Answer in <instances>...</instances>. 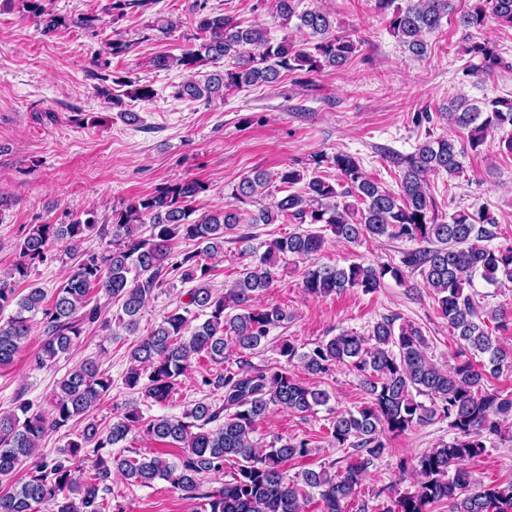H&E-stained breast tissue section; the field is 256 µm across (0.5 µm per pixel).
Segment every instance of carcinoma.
Here are the masks:
<instances>
[{"label": "carcinoma", "mask_w": 512, "mask_h": 512, "mask_svg": "<svg viewBox=\"0 0 512 512\" xmlns=\"http://www.w3.org/2000/svg\"><path fill=\"white\" fill-rule=\"evenodd\" d=\"M299 2L273 0L272 8L280 26L286 28L295 20L307 38L275 42L254 25L205 12L203 0L196 5L200 43L179 56H154L153 67L192 70L204 62L232 61L203 81L189 79L178 86L177 97L209 103L249 87L272 86L287 73L308 75L345 66L357 52V43L334 33L329 13L317 7L300 12ZM152 4L154 0H110L106 10L119 18L131 5ZM23 7L39 19L45 34L68 26L66 19L47 8V0H23ZM376 7L389 17L390 31L416 59L427 55L422 34L437 29L454 12L453 0H406L403 7L395 0H376ZM490 17L512 27V0H471L460 11L458 25L477 29ZM465 54L467 76L488 75L504 65L496 46L487 40L470 42ZM119 83L130 87L126 96L133 101L155 96L149 85L123 79ZM446 115L467 133V144L441 136L417 145L402 159L396 193L369 177L357 157L338 150L330 157L314 156L311 171L294 166L274 174L255 169L233 187L232 201L198 218L193 203L206 186L190 179L129 200L112 224H99L88 213L67 224L28 225L15 244L16 262L0 270V368L13 363L35 324L43 341L34 361L42 368L73 354L95 326L108 329L114 323L112 335L120 330L135 334L142 310L177 278L193 284L188 301L177 302L132 346L124 385L153 405L166 404L179 377L203 357L217 370L201 376V385L222 402L202 398L179 417L147 416L131 403L103 428L90 413L110 395L112 375L97 358H84L57 382L48 415L32 411V402L22 392L12 409L0 413V478L11 476L24 461H33L25 481L0 495V512H110L115 473L131 486L149 488L163 480L196 501V512H305L314 493L322 512H344L363 472L386 451L384 434H401L434 420L448 421L453 438L415 458L414 490L396 498L395 508L388 512H431L440 502L448 503V512H512V481L476 486L467 470V463L485 452L491 437L502 436L504 424L512 419V397L486 386L488 376L512 365V351L489 334L485 319L499 320L504 329L506 316L488 311L474 290L477 276L492 285L512 282V246H490L498 222L486 208L459 211L447 223L435 220L426 180L432 172L458 174L465 148L477 151L494 131L512 127V98L479 105L457 97L448 103ZM323 167L334 174L321 172ZM276 181L292 192L255 211L245 209L269 196ZM287 222L320 224L347 243L367 237L426 243L403 253L400 268L361 262L343 267L313 264L304 273L302 288L313 297L350 289L373 293L386 276L400 281L403 269L417 271L433 290L459 345L485 361L476 365L460 360L444 368L428 357L420 328L385 316L366 334L343 331L307 352L285 340L278 348L284 363L251 364L244 356L263 347L271 330L288 321L287 310L261 306L257 299L277 281L280 263L290 257L308 259L325 244L321 230L306 229L275 237L265 243L262 254H256L244 226ZM229 234L240 244L239 255L247 263L224 291L216 292L210 285V261L224 254ZM94 235L111 237L109 247L83 248ZM180 239L194 241L198 248L174 250ZM57 243L65 244L66 255L74 260L69 274L51 294L38 286L19 293L17 284L49 259ZM94 293L120 302L121 314L113 321L104 317L92 300ZM8 308L11 313L5 317ZM233 353L238 360L228 368L224 362ZM295 362L313 376L327 375L338 365L357 372L366 401L354 411L331 417L328 427L336 447L355 450L342 470L332 472L324 466L290 478L288 462L309 454V441L277 437L264 444L255 438L259 424L275 408L305 414L328 404L326 391L295 378ZM419 396L429 397L430 405L417 400ZM75 420L84 421L77 430ZM50 432L63 433L66 441L48 460L36 456V450ZM137 434L181 448L183 455L177 463L160 456H130L123 443ZM231 458L237 467L230 479L217 488L204 487L205 479L224 474V462ZM82 460L91 461V467L88 475L78 478L75 464Z\"/></svg>", "instance_id": "obj_1"}]
</instances>
